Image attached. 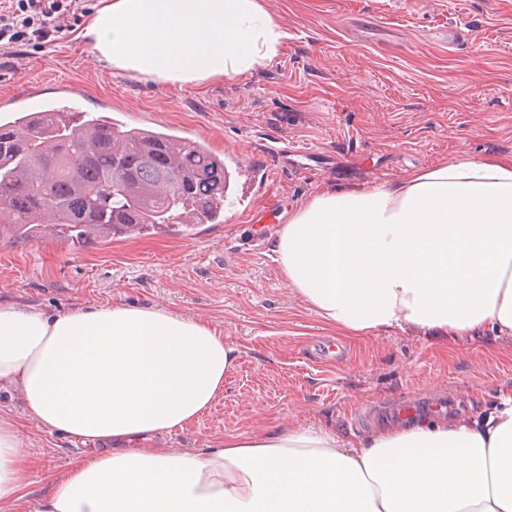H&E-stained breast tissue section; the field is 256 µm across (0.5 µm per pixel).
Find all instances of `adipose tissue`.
<instances>
[{
    "label": "adipose tissue",
    "instance_id": "ef3b65f1",
    "mask_svg": "<svg viewBox=\"0 0 512 512\" xmlns=\"http://www.w3.org/2000/svg\"><path fill=\"white\" fill-rule=\"evenodd\" d=\"M82 38L118 74L198 85L273 63L289 33L262 0H99ZM273 253L345 338L512 339V159L462 154L392 185L322 193L279 228ZM239 358L216 325L163 308L0 302V390L94 448L36 512H512L510 387L480 421L365 436L264 424L203 452L171 447ZM32 465L0 417V512L24 498Z\"/></svg>",
    "mask_w": 512,
    "mask_h": 512
}]
</instances>
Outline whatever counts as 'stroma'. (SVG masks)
I'll return each mask as SVG.
<instances>
[{
  "label": "stroma",
  "mask_w": 512,
  "mask_h": 512,
  "mask_svg": "<svg viewBox=\"0 0 512 512\" xmlns=\"http://www.w3.org/2000/svg\"><path fill=\"white\" fill-rule=\"evenodd\" d=\"M290 38L277 61L228 81L182 88L112 71L76 32L0 66V99L76 109L157 129L237 156L234 200L220 224L175 226L79 249L67 242L0 238V301L54 312L104 303L155 306L220 326L241 351L224 392L174 447L200 452L258 422L336 426L365 435L402 422L483 417L512 384V343L483 333L441 347L394 331L346 341L283 282L276 232L323 190L406 178L465 153L512 156V0H262ZM464 31L450 45L435 31ZM310 150L309 169L279 167L270 143ZM0 412L21 422L35 461L21 512H35L52 476L90 446L27 420L0 392Z\"/></svg>",
  "instance_id": "obj_1"
}]
</instances>
